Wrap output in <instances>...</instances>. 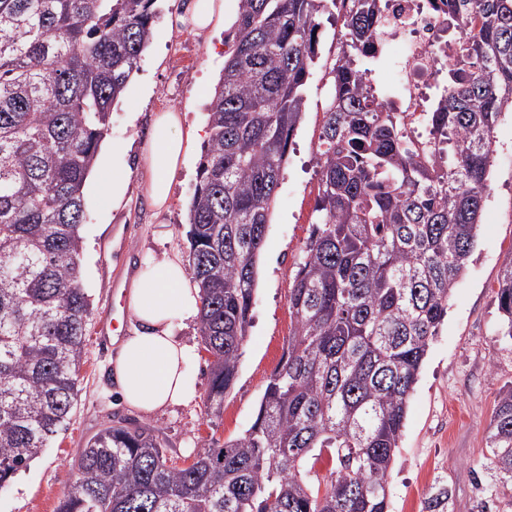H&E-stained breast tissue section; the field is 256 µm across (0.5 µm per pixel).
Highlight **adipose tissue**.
<instances>
[{"instance_id":"1","label":"adipose tissue","mask_w":512,"mask_h":512,"mask_svg":"<svg viewBox=\"0 0 512 512\" xmlns=\"http://www.w3.org/2000/svg\"><path fill=\"white\" fill-rule=\"evenodd\" d=\"M154 135L143 153L141 176L154 207L164 208L172 192V176L191 142L203 139V129L182 128L174 111L157 113ZM125 309L134 322L128 336L116 344L110 377L122 400L131 408L156 415L187 405L198 397L189 367L197 352L177 336V325L198 320L199 290L191 284L178 257L144 259L125 293Z\"/></svg>"}]
</instances>
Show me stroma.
<instances>
[{
    "label": "stroma",
    "mask_w": 512,
    "mask_h": 512,
    "mask_svg": "<svg viewBox=\"0 0 512 512\" xmlns=\"http://www.w3.org/2000/svg\"><path fill=\"white\" fill-rule=\"evenodd\" d=\"M183 2L157 0L151 39L112 111L107 146L98 152L92 177L136 167L155 113L173 110L184 113L186 125H207L238 0H224L227 26L204 31L177 23ZM326 89L324 67L313 66L304 115L288 151L260 255L252 327L221 417L204 413L201 397L208 390L210 370L203 351L193 365L198 401L156 416L127 408L109 378L115 347L100 334L113 323L128 331L129 318L118 314V287L143 257L186 256L188 205L203 145H196L175 173L164 210L152 206L135 178L126 207L112 209L99 192L86 195L82 263L90 306L78 402L66 431L0 493V512H56L74 482L73 459L113 418L160 431L168 454L181 459L201 452L209 437H236L250 427L292 327L288 295L314 221L319 178L315 150ZM114 143L119 152H111ZM493 149L476 245L409 401L389 479V512H423L442 484L451 493L448 512H512V488L499 484L489 469L485 444L498 397L512 387V341L496 334L498 278L512 259V112L498 122Z\"/></svg>",
    "instance_id": "obj_1"
}]
</instances>
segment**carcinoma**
Instances as JSON below:
<instances>
[{"instance_id": "carcinoma-1", "label": "carcinoma", "mask_w": 512, "mask_h": 512, "mask_svg": "<svg viewBox=\"0 0 512 512\" xmlns=\"http://www.w3.org/2000/svg\"><path fill=\"white\" fill-rule=\"evenodd\" d=\"M156 0H0V489L63 430L78 395L88 295L83 187L151 37ZM383 0L340 15L309 238L289 294L293 326L253 424L207 439L189 466L159 432L112 421L73 460L56 512H388L408 402L473 254L492 133L512 111V0H437L464 33L426 122L422 160L367 64ZM336 0H239L188 208L186 261L211 355L207 413L233 388L289 141L301 122L320 17ZM512 340V259L498 280ZM487 448L512 485V389ZM325 457L328 477L310 469ZM448 487L427 512H447Z\"/></svg>"}]
</instances>
